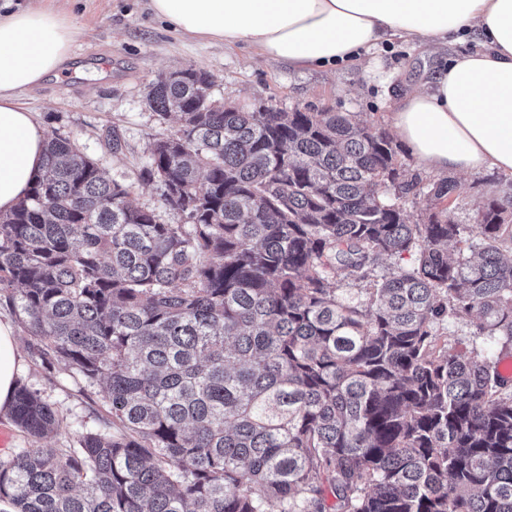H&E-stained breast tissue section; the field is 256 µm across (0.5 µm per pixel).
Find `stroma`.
<instances>
[{"instance_id": "35a3bbf8", "label": "stroma", "mask_w": 512, "mask_h": 512, "mask_svg": "<svg viewBox=\"0 0 512 512\" xmlns=\"http://www.w3.org/2000/svg\"><path fill=\"white\" fill-rule=\"evenodd\" d=\"M47 3L65 11L74 25L72 59L60 75L21 92L20 103L49 134L74 141L108 178L131 185L136 204L155 210L166 224L181 218L164 206L160 184L141 177L154 143L176 127L161 122L147 103L151 85L162 75L192 67L209 74L211 98L227 104L249 111L262 104L283 112H352L385 129L400 90L430 80L434 67L447 59L480 49L468 39L432 56L422 46L387 42L373 54L379 72L374 78L354 64L333 71L260 64L246 47L228 49L183 38L153 16L148 0H12L21 9ZM115 137L122 143L117 152L111 144ZM458 182L462 207L457 216L466 220L492 192L511 185L512 176L485 168L459 176ZM15 336L20 380L37 389L64 419L48 446L66 448L82 432L104 428V391L84 389L66 373L45 369L23 329H16Z\"/></svg>"}]
</instances>
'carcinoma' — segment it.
I'll use <instances>...</instances> for the list:
<instances>
[{
    "label": "carcinoma",
    "mask_w": 512,
    "mask_h": 512,
    "mask_svg": "<svg viewBox=\"0 0 512 512\" xmlns=\"http://www.w3.org/2000/svg\"><path fill=\"white\" fill-rule=\"evenodd\" d=\"M147 101L177 126L143 175L185 223L56 135L0 213V296L112 424L44 447L64 419L18 383L32 447L0 458V512H512V387L477 346L512 349V188L461 222L458 182L353 113L238 112L166 77ZM459 318L467 357L436 334Z\"/></svg>",
    "instance_id": "obj_1"
}]
</instances>
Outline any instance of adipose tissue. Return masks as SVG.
<instances>
[{"label": "adipose tissue", "instance_id": "ef3b65f1", "mask_svg": "<svg viewBox=\"0 0 512 512\" xmlns=\"http://www.w3.org/2000/svg\"><path fill=\"white\" fill-rule=\"evenodd\" d=\"M182 35L233 47L295 68L362 65L399 39L429 48L469 32L481 43L449 60L432 84L397 97L388 122L417 167L445 177L483 168L512 174V0H149ZM74 26L37 6L0 14V212L27 195L48 135L16 101L71 56ZM19 360L13 328L0 322V408L13 398Z\"/></svg>", "mask_w": 512, "mask_h": 512}]
</instances>
